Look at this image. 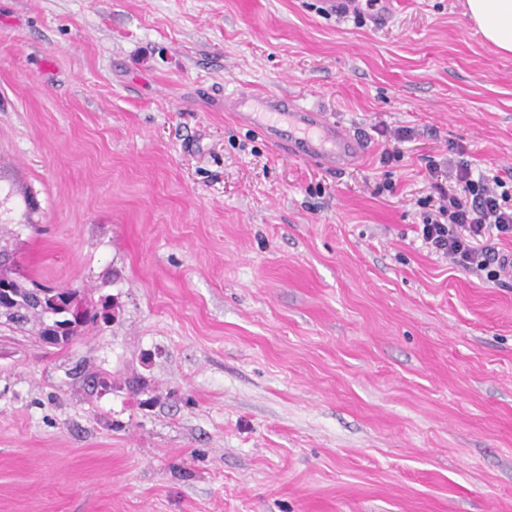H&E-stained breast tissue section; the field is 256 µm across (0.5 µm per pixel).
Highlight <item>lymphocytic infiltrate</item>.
<instances>
[{"mask_svg":"<svg viewBox=\"0 0 512 512\" xmlns=\"http://www.w3.org/2000/svg\"><path fill=\"white\" fill-rule=\"evenodd\" d=\"M454 166L453 185L433 182L436 203L422 212L418 234L451 264L498 282L506 269V256L491 247H477L476 242L492 233L512 237V183L496 175L474 174L465 159Z\"/></svg>","mask_w":512,"mask_h":512,"instance_id":"1","label":"lymphocytic infiltrate"}]
</instances>
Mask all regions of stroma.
Wrapping results in <instances>:
<instances>
[{
	"label": "stroma",
	"instance_id": "obj_1",
	"mask_svg": "<svg viewBox=\"0 0 512 512\" xmlns=\"http://www.w3.org/2000/svg\"><path fill=\"white\" fill-rule=\"evenodd\" d=\"M464 11L0 0V245L114 305L0 326V512H512V277L416 233L428 161L512 176V56ZM243 91L369 152L298 159ZM224 110L239 123L262 128L290 154L332 172L345 171L366 153L365 142L341 123L286 96L242 92L225 97Z\"/></svg>",
	"mask_w": 512,
	"mask_h": 512
}]
</instances>
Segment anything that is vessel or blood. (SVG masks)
<instances>
[{
  "label": "vessel or blood",
  "mask_w": 512,
  "mask_h": 512,
  "mask_svg": "<svg viewBox=\"0 0 512 512\" xmlns=\"http://www.w3.org/2000/svg\"><path fill=\"white\" fill-rule=\"evenodd\" d=\"M224 109L239 123L262 128L290 154L332 172L352 167L366 153L364 141L341 123L285 96L242 92L225 98Z\"/></svg>",
  "instance_id": "b4317fda"
}]
</instances>
